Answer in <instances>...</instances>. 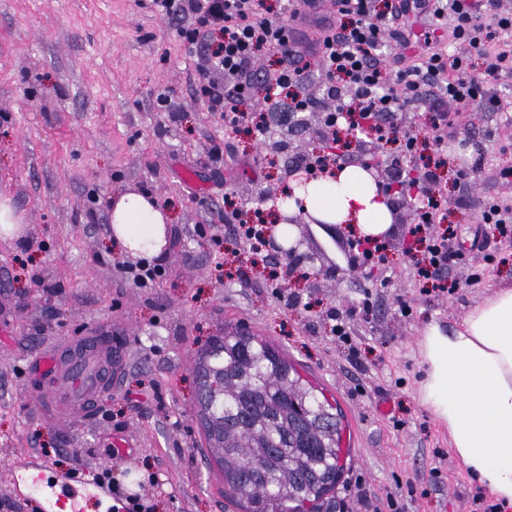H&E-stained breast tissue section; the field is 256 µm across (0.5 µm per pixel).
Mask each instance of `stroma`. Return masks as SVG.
Here are the masks:
<instances>
[{
    "instance_id": "stroma-1",
    "label": "stroma",
    "mask_w": 512,
    "mask_h": 512,
    "mask_svg": "<svg viewBox=\"0 0 512 512\" xmlns=\"http://www.w3.org/2000/svg\"><path fill=\"white\" fill-rule=\"evenodd\" d=\"M178 20L151 0H0V195L24 216L22 235L0 241V468L29 458L67 474L108 477L114 503L137 495L149 512H238L224 496L196 415L198 354L225 330L267 337L344 414L348 469L330 512H483L496 497L456 458L446 426L423 405L419 341L427 325L458 328L495 290L512 289V247L478 285L443 293L415 280L402 244L387 235V262L348 271V225L305 224L314 261L278 301L251 262L231 272L225 197L265 212L264 190L312 152L318 128L270 119L258 141L224 126L196 90L197 56ZM166 105H158V96ZM448 221L469 247L483 201L512 194V116L470 105L448 129ZM135 188L167 208L165 275L135 287L138 257L109 247L108 200ZM346 317L357 358L332 333ZM111 330L124 363L88 423L33 411L30 374L46 347ZM124 447L122 458L110 451Z\"/></svg>"
}]
</instances>
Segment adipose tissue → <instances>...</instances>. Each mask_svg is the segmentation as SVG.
I'll return each mask as SVG.
<instances>
[{"mask_svg": "<svg viewBox=\"0 0 512 512\" xmlns=\"http://www.w3.org/2000/svg\"><path fill=\"white\" fill-rule=\"evenodd\" d=\"M304 208L328 224L349 225L365 240L388 235L393 217L388 196L361 167L291 182L276 203L289 214ZM166 209L150 195L120 191L109 201V240L149 259L166 245ZM426 366L424 405L447 428L456 457L497 498L512 502V289H502L470 312L461 329L428 327L420 342Z\"/></svg>", "mask_w": 512, "mask_h": 512, "instance_id": "obj_1", "label": "adipose tissue"}]
</instances>
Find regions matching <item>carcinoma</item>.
Masks as SVG:
<instances>
[{
    "mask_svg": "<svg viewBox=\"0 0 512 512\" xmlns=\"http://www.w3.org/2000/svg\"><path fill=\"white\" fill-rule=\"evenodd\" d=\"M198 416L244 512H322L344 473L337 406L271 341L226 331L200 351Z\"/></svg>",
    "mask_w": 512,
    "mask_h": 512,
    "instance_id": "carcinoma-1",
    "label": "carcinoma"
}]
</instances>
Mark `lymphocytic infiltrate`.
<instances>
[{
    "label": "lymphocytic infiltrate",
    "mask_w": 512,
    "mask_h": 512,
    "mask_svg": "<svg viewBox=\"0 0 512 512\" xmlns=\"http://www.w3.org/2000/svg\"><path fill=\"white\" fill-rule=\"evenodd\" d=\"M287 0L292 22L266 12L263 0H153L156 12L182 21L180 33L200 48L199 91L209 111L224 115L232 129L262 133L263 116L245 110L256 85H263L271 111L281 123L311 111L306 93L308 61L316 59L325 92L336 101L328 129L384 133L398 141L392 165L401 178L416 183L415 218L407 228L421 249L413 272L424 283L446 291L471 287L478 275L447 281L449 259L464 260L454 246L456 233L445 224L448 201L439 193L448 141L440 133L449 124L445 103L458 111L484 104L490 112H511L512 102L491 94L493 81L512 74V10L501 0ZM428 27L425 45L408 54L405 29L409 16ZM315 22L310 53L300 52L296 24ZM271 48L281 55L277 68L260 70L259 53ZM431 112L433 136H410L398 114L406 105ZM419 157L416 171L401 168L404 156Z\"/></svg>",
    "instance_id": "1"
}]
</instances>
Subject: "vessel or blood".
<instances>
[{"mask_svg": "<svg viewBox=\"0 0 512 512\" xmlns=\"http://www.w3.org/2000/svg\"><path fill=\"white\" fill-rule=\"evenodd\" d=\"M112 339L99 333L78 336L61 346L49 347L34 361L37 372L47 375L50 386L36 395L35 409L49 417L90 418L99 401L112 389ZM14 489L39 498L44 512H85L96 501L101 512H115L112 497L93 479L54 474L50 465L19 461L10 468Z\"/></svg>", "mask_w": 512, "mask_h": 512, "instance_id": "1", "label": "vessel or blood"}]
</instances>
